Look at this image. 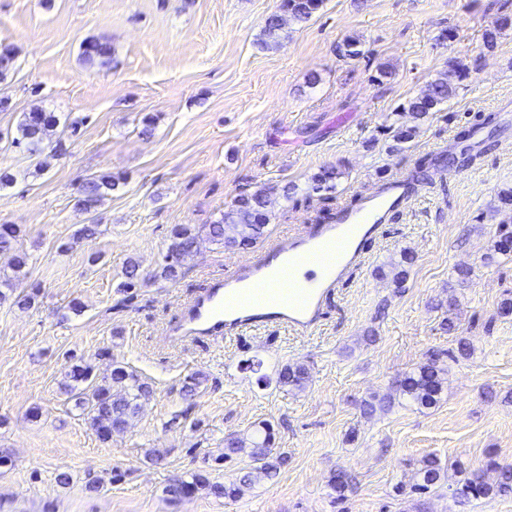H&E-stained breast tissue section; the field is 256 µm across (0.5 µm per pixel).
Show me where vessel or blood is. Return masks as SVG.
Instances as JSON below:
<instances>
[{
  "label": "vessel or blood",
  "mask_w": 512,
  "mask_h": 512,
  "mask_svg": "<svg viewBox=\"0 0 512 512\" xmlns=\"http://www.w3.org/2000/svg\"><path fill=\"white\" fill-rule=\"evenodd\" d=\"M422 191L419 183L393 178L363 194L355 207L340 209L335 223L275 239L189 304L176 329L178 337L220 336L269 325L313 330L328 294L363 262L381 227Z\"/></svg>",
  "instance_id": "b4317fda"
}]
</instances>
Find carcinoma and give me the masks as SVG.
<instances>
[{"label": "carcinoma", "mask_w": 512, "mask_h": 512, "mask_svg": "<svg viewBox=\"0 0 512 512\" xmlns=\"http://www.w3.org/2000/svg\"><path fill=\"white\" fill-rule=\"evenodd\" d=\"M323 5L324 0H281L279 11L269 15L264 22L265 39L262 40V45L267 48L277 44L288 22H307ZM511 25L512 16L507 13L500 14L495 25L485 29L483 33L484 47L489 51L494 49L500 32ZM339 51L346 58L360 57L363 55L361 40L350 36L339 45ZM80 57L90 68H106L112 60V45L100 38H89L80 46ZM448 67L449 71L439 73L423 92L403 104V111L414 119V123L391 129V150H403L419 132L417 121L430 112L440 111L441 105L457 96L458 84L466 79L467 74L456 68V62L452 60L448 61ZM496 126V114L483 115L478 123L459 131L448 150L421 158L411 171L410 178L418 183L430 184L434 175L448 167L458 170L473 167L478 160L498 149L499 140L494 134ZM57 127L55 113L34 106L22 114L18 134L12 138L11 146L30 157L37 155L52 142ZM339 177L340 173L336 169H321L311 175L305 192V199L310 201L315 198L322 203L327 221H336L334 198ZM115 189L116 179L112 175L92 176L80 184L75 205L83 211L93 213ZM279 194L287 200L290 199L288 189L281 190L276 186L240 194L231 208L225 210L214 223L207 225L204 236L190 224L174 225L170 229L169 243L162 261L151 276L142 273L136 259L131 257L126 261L122 269V280L116 289V293L121 295L119 303H125L134 295L135 289L152 278L177 281L182 275L185 262L197 254L205 240L225 248H244L261 242L267 236L273 216L274 199ZM18 236L17 225L0 224V254H12L10 271L0 270V286L8 287L12 281L28 273L27 255L16 251ZM511 253L512 226L502 225L493 236L484 259L493 262L498 257ZM410 263L412 257L403 255L391 267L390 272L383 271L381 275H391L392 283L400 288L407 279L406 265ZM443 356L444 352L439 349L429 351L425 362L415 371L394 380L386 395L378 402H363L361 412L371 416L379 409L387 410L398 398H405L422 408L435 405L443 390ZM308 383L309 372L302 364H286L278 371L277 384L282 388L300 391ZM61 388L75 400L90 427L104 442L109 441L112 434L128 429L139 415L143 403L150 400L153 393L148 382L142 380L127 363L117 359L112 360L109 375L100 379L96 378L93 366L87 363L70 365ZM199 388V375L193 374L185 378L180 389V398L185 409L179 413L180 417H189ZM275 443V430L267 422L261 423L249 434H231L224 440L225 448L220 460L231 459L240 454L248 458V463L240 469L235 482L225 485L211 479V465L207 464L187 478L171 479L164 489L165 495L172 502H179L199 493L215 498H235L246 489L270 482L288 464V453L275 447ZM452 466L460 474V478L448 484V492L459 506H465L482 496L505 497L512 494V463L501 462L492 453L486 455L482 466L478 468L467 470L456 462ZM444 474L440 460L434 457L424 458L414 473L416 482L410 486V492L428 494L438 486ZM490 474L493 475L491 480L488 479Z\"/></svg>", "instance_id": "cac0c4a2"}]
</instances>
